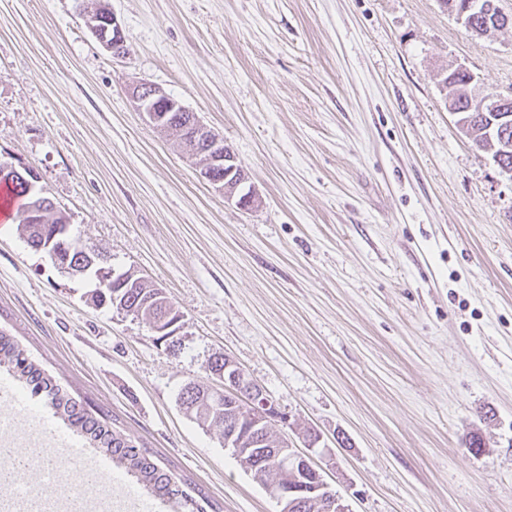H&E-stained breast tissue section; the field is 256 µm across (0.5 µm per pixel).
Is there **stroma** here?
Masks as SVG:
<instances>
[{
  "mask_svg": "<svg viewBox=\"0 0 512 512\" xmlns=\"http://www.w3.org/2000/svg\"><path fill=\"white\" fill-rule=\"evenodd\" d=\"M110 3L119 58L74 0H0V161L165 289L182 328L94 306L95 280L14 222L0 330L215 512L281 510L179 406L219 353L287 414L275 433H320L349 512H512V177L441 83L461 66L512 94V27L476 37L440 0ZM137 82L223 134L254 206L135 110Z\"/></svg>",
  "mask_w": 512,
  "mask_h": 512,
  "instance_id": "35a3bbf8",
  "label": "stroma"
}]
</instances>
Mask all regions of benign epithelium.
Here are the masks:
<instances>
[{"label": "benign epithelium", "instance_id": "1", "mask_svg": "<svg viewBox=\"0 0 512 512\" xmlns=\"http://www.w3.org/2000/svg\"><path fill=\"white\" fill-rule=\"evenodd\" d=\"M449 7L457 13L460 23L481 38L494 37L499 30L512 22L507 16L503 17L487 10L479 0H465L459 6L454 5L451 0ZM475 15L485 17V23L480 28L471 25ZM88 27L96 38L112 51V55L118 57L124 53L122 27L112 9L109 8L97 16L88 23ZM129 94L136 110L162 134L166 133L171 123L170 113L187 111L177 98L161 87L147 82L130 87ZM470 101L479 103L481 116L489 122L485 132L491 140V150L499 156L511 152L512 139H508L503 133H497L494 124L505 118V113L512 112V100L497 94L479 97L474 92L470 95ZM188 125L193 129L192 146L188 152L190 158L196 161L199 176L216 192L224 195L225 200L233 201L242 208L254 206L257 202L256 192L251 189L243 191L246 173L237 164L235 154L224 142L223 135L212 130L196 115L190 117ZM81 251L83 260L70 266L63 265L61 269L73 275H83L91 266L97 264L99 253L95 246L85 243ZM99 276L103 285L110 282L116 289L130 287L127 275L120 271L102 267ZM156 298L168 305L169 312L165 317L153 321V333L163 337L176 335L180 330L183 315L170 300L166 299L165 292H159ZM211 372L219 379V384L208 388L203 394V406L208 413H223L225 403L232 400L249 423L248 429L234 431L224 437V447L231 450L237 459L242 460L249 455V445L254 439L265 433L275 421L288 423V416L277 408L260 386L229 356H224V366L213 368ZM320 441V435L310 431L306 434L305 452L294 450L283 438L278 439L273 447L267 449L262 465L275 474L274 480L267 483V487L270 494L279 501L281 512H297V509L306 503L303 497L304 487L298 481L297 472L302 469L304 463L314 460L316 446ZM316 503L322 507V512H348L337 496L321 494Z\"/></svg>", "mask_w": 512, "mask_h": 512}]
</instances>
